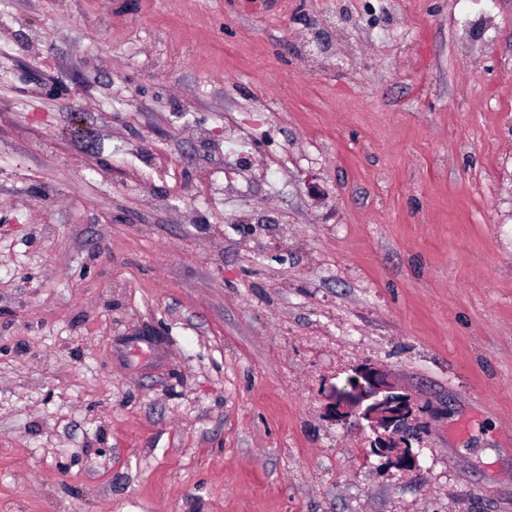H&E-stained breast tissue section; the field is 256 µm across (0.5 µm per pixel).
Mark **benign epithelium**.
Masks as SVG:
<instances>
[{
    "label": "benign epithelium",
    "instance_id": "benign-epithelium-1",
    "mask_svg": "<svg viewBox=\"0 0 512 512\" xmlns=\"http://www.w3.org/2000/svg\"><path fill=\"white\" fill-rule=\"evenodd\" d=\"M420 409L395 376L374 364L354 368L346 386L336 389L329 415L338 423L350 418L366 422L376 455L399 470L417 466L408 430L419 426Z\"/></svg>",
    "mask_w": 512,
    "mask_h": 512
}]
</instances>
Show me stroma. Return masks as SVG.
I'll return each mask as SVG.
<instances>
[{
	"label": "stroma",
	"mask_w": 512,
	"mask_h": 512,
	"mask_svg": "<svg viewBox=\"0 0 512 512\" xmlns=\"http://www.w3.org/2000/svg\"><path fill=\"white\" fill-rule=\"evenodd\" d=\"M0 507L512 512V0H0ZM418 412L416 400L395 376L374 364L355 367L345 388H336L334 401L328 408L337 423H346L352 417L366 422L374 437L370 442L375 455L402 471L417 466L418 456L407 431L419 428Z\"/></svg>",
	"instance_id": "stroma-1"
}]
</instances>
